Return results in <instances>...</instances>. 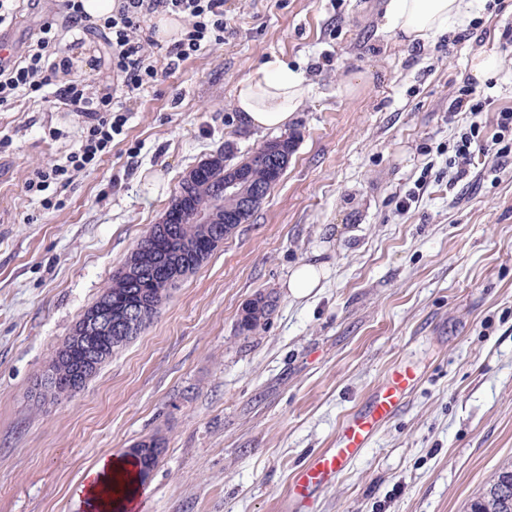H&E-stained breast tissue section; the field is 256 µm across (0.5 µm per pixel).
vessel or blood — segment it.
I'll use <instances>...</instances> for the list:
<instances>
[{"label": "vessel or blood", "instance_id": "b4317fda", "mask_svg": "<svg viewBox=\"0 0 512 512\" xmlns=\"http://www.w3.org/2000/svg\"><path fill=\"white\" fill-rule=\"evenodd\" d=\"M414 382V375L408 371L394 373L391 383L371 397L364 412L345 421L335 448L313 457L296 473L290 485V498L308 503L314 491L335 480L345 464L368 446L380 424L399 409L404 394Z\"/></svg>", "mask_w": 512, "mask_h": 512}]
</instances>
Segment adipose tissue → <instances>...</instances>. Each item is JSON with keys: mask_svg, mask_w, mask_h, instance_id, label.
Listing matches in <instances>:
<instances>
[{"mask_svg": "<svg viewBox=\"0 0 512 512\" xmlns=\"http://www.w3.org/2000/svg\"><path fill=\"white\" fill-rule=\"evenodd\" d=\"M474 0H388L385 16L394 35L408 43H424L466 18ZM309 87L304 77L287 63L274 59L243 79L235 93V107L245 124L268 131L287 128L291 117L305 104ZM138 468L132 457L107 454L89 468L75 490L85 512H136L141 485L130 493L108 491L112 479H135Z\"/></svg>", "mask_w": 512, "mask_h": 512, "instance_id": "ef3b65f1", "label": "adipose tissue"}]
</instances>
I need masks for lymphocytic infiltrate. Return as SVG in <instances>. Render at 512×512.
<instances>
[{
	"label": "lymphocytic infiltrate",
	"instance_id": "1",
	"mask_svg": "<svg viewBox=\"0 0 512 512\" xmlns=\"http://www.w3.org/2000/svg\"><path fill=\"white\" fill-rule=\"evenodd\" d=\"M225 0H115L111 15L91 20L84 16L79 0H67L64 26L46 21L36 43L24 56L0 65V107L25 97L44 103L60 102L67 111L82 119L78 144L66 156L65 164L36 168L26 181L30 192H42L50 184L67 185L73 173L97 165L112 151L130 119L129 103L152 85L159 70L175 71L181 62L201 51L223 44L231 29ZM171 12L183 23V34L170 45L154 39L152 19L160 12ZM81 29L104 37L102 62L112 75L113 91L94 93L73 74L71 58L59 56L60 30ZM488 105L475 86L464 85L449 106L450 112H467L473 118L469 134L461 136L455 150L458 175H466L476 154L506 157L505 136L512 135V108L496 114V131L491 143L479 137L478 117Z\"/></svg>",
	"mask_w": 512,
	"mask_h": 512
}]
</instances>
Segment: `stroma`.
Returning a JSON list of instances; mask_svg holds the SVG:
<instances>
[{
  "instance_id": "stroma-1",
  "label": "stroma",
  "mask_w": 512,
  "mask_h": 512,
  "mask_svg": "<svg viewBox=\"0 0 512 512\" xmlns=\"http://www.w3.org/2000/svg\"><path fill=\"white\" fill-rule=\"evenodd\" d=\"M386 3L228 0L224 45L160 72L111 153L42 194L25 188L31 170L64 159L79 121L25 98L0 109V512H84L74 488L97 458L156 434L142 512H285L294 473L400 365L418 385L309 512H467L512 462V158L456 177L469 119L448 114L479 52L499 61L477 85L484 136L512 107V0H476L422 46L387 31ZM61 10L23 0L20 48ZM103 47L78 30L60 44L95 89ZM275 58L310 87L280 181L80 392L34 404L49 360L187 172L274 139L234 100ZM304 261L325 264V286L297 301L285 284ZM259 294L268 318L241 335Z\"/></svg>"
}]
</instances>
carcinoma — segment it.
<instances>
[{
    "label": "carcinoma",
    "instance_id": "carcinoma-1",
    "mask_svg": "<svg viewBox=\"0 0 512 512\" xmlns=\"http://www.w3.org/2000/svg\"><path fill=\"white\" fill-rule=\"evenodd\" d=\"M289 138L266 143L247 157L240 169L244 181L250 185L277 184L288 167L293 153ZM196 179L181 183L174 198V209L166 224H155L147 236L136 245L123 267L112 275L111 284L84 312L63 349L55 352L49 365L55 373L56 383L36 396L34 403L63 398L70 387L82 389L96 375L101 365L116 349L126 345L144 331L157 317L161 306L173 288L196 270L240 224L248 222L254 210L244 209V202L236 196L222 193L224 173L232 168L226 157L199 165ZM217 209L222 221L217 224H195L192 216L201 210ZM140 305L144 313L139 328L129 329V312ZM272 303L259 295L245 305L239 321V333L248 336L265 319ZM104 311L111 324L108 336H85L86 324ZM99 349L94 365L84 364L83 350ZM508 492L509 503L499 512H512V466L502 468L480 497L470 505V512H487L486 505L500 500Z\"/></svg>",
    "mask_w": 512,
    "mask_h": 512
}]
</instances>
